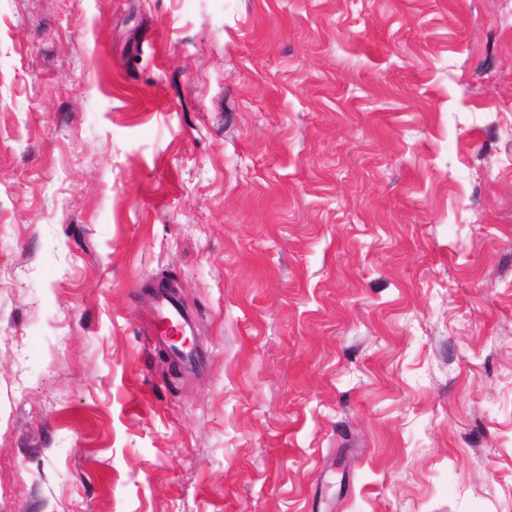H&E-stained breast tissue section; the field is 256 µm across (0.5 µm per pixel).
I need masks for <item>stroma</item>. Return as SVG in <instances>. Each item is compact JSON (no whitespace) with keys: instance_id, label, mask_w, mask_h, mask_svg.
Listing matches in <instances>:
<instances>
[{"instance_id":"1","label":"stroma","mask_w":512,"mask_h":512,"mask_svg":"<svg viewBox=\"0 0 512 512\" xmlns=\"http://www.w3.org/2000/svg\"><path fill=\"white\" fill-rule=\"evenodd\" d=\"M0 512H512V0H0ZM149 335L156 345L185 367H195L199 357L193 347L192 318L166 292H160L148 315ZM189 340V343L186 340Z\"/></svg>"}]
</instances>
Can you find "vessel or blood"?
<instances>
[{
  "label": "vessel or blood",
  "mask_w": 512,
  "mask_h": 512,
  "mask_svg": "<svg viewBox=\"0 0 512 512\" xmlns=\"http://www.w3.org/2000/svg\"><path fill=\"white\" fill-rule=\"evenodd\" d=\"M193 323L179 303L167 293H159L148 315V330L156 345L165 349L179 364L194 367L199 363L190 342Z\"/></svg>",
  "instance_id": "obj_1"
}]
</instances>
